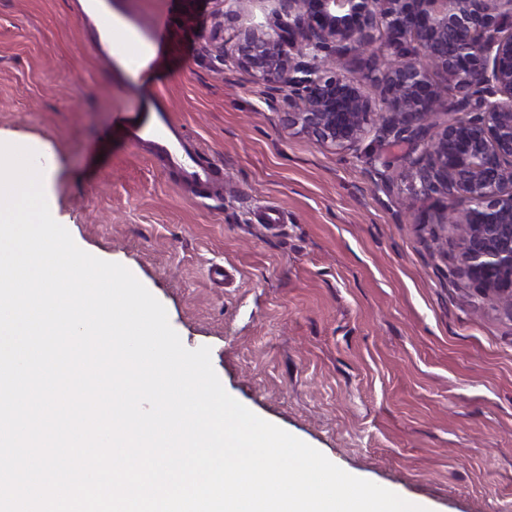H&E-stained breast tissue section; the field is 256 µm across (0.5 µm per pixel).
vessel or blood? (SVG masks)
Masks as SVG:
<instances>
[{
  "label": "vessel or blood",
  "mask_w": 512,
  "mask_h": 512,
  "mask_svg": "<svg viewBox=\"0 0 512 512\" xmlns=\"http://www.w3.org/2000/svg\"><path fill=\"white\" fill-rule=\"evenodd\" d=\"M86 8L94 16L87 36L89 47L121 72L127 85L140 84L168 38L169 19L159 17L144 27L133 18L113 15L111 0H88ZM132 43L137 46L133 54L127 51ZM116 118L124 122L130 145L148 147L151 157L177 172L186 185L204 194L220 189L216 167L199 159L186 133L172 122L166 108L155 106L133 122L126 121L121 112Z\"/></svg>",
  "instance_id": "vessel-or-blood-1"
}]
</instances>
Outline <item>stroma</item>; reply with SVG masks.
I'll use <instances>...</instances> for the list:
<instances>
[{"label":"stroma","instance_id":"obj_1","mask_svg":"<svg viewBox=\"0 0 512 512\" xmlns=\"http://www.w3.org/2000/svg\"><path fill=\"white\" fill-rule=\"evenodd\" d=\"M76 4L0 0V134L55 162L49 202L75 243L126 266L187 349L210 347L228 394L347 473L428 512L512 502V315L464 275L438 207L410 205L411 144L292 133L282 98L216 59L215 22L185 24V0H112L175 21L132 93L86 47ZM271 8L224 0V37ZM151 94L221 168L216 197L116 126Z\"/></svg>","mask_w":512,"mask_h":512}]
</instances>
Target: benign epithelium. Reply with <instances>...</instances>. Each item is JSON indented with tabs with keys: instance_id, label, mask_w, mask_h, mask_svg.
<instances>
[{
	"instance_id": "benign-epithelium-1",
	"label": "benign epithelium",
	"mask_w": 512,
	"mask_h": 512,
	"mask_svg": "<svg viewBox=\"0 0 512 512\" xmlns=\"http://www.w3.org/2000/svg\"><path fill=\"white\" fill-rule=\"evenodd\" d=\"M272 2L227 45L213 29L218 55L286 92L292 131L336 150L391 138L420 151L413 200L442 205L463 272L512 314V0ZM379 39L384 67L352 70L349 53ZM450 89L448 111L466 117L438 126Z\"/></svg>"
}]
</instances>
